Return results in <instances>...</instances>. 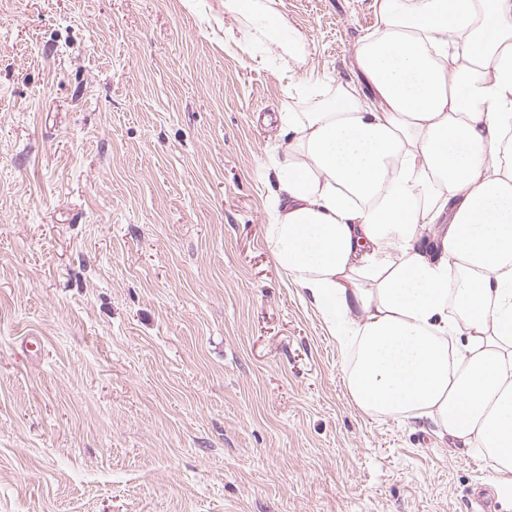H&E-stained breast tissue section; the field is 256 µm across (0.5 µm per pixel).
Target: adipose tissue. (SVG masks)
Instances as JSON below:
<instances>
[{
  "instance_id": "ef3b65f1",
  "label": "adipose tissue",
  "mask_w": 512,
  "mask_h": 512,
  "mask_svg": "<svg viewBox=\"0 0 512 512\" xmlns=\"http://www.w3.org/2000/svg\"><path fill=\"white\" fill-rule=\"evenodd\" d=\"M367 87L283 112L266 237L359 408L483 449L512 491V0H376ZM294 59L269 0H224Z\"/></svg>"
}]
</instances>
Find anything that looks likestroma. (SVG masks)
<instances>
[{
  "label": "stroma",
  "mask_w": 512,
  "mask_h": 512,
  "mask_svg": "<svg viewBox=\"0 0 512 512\" xmlns=\"http://www.w3.org/2000/svg\"><path fill=\"white\" fill-rule=\"evenodd\" d=\"M274 5L305 62L224 0H0V512H474L493 481L353 402L273 260L277 116L379 26Z\"/></svg>",
  "instance_id": "obj_1"
}]
</instances>
